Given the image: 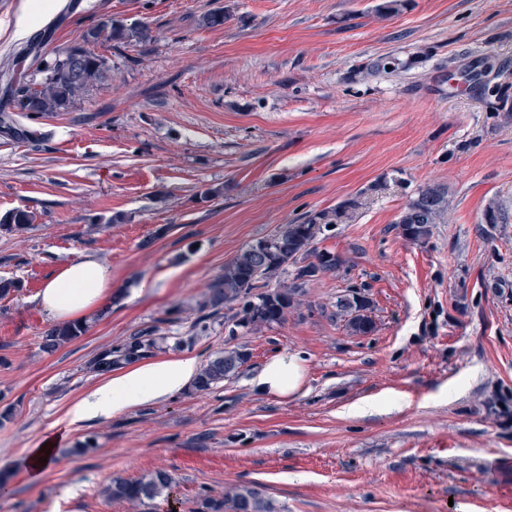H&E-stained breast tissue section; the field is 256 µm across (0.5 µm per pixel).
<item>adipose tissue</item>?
Returning a JSON list of instances; mask_svg holds the SVG:
<instances>
[{"mask_svg": "<svg viewBox=\"0 0 512 512\" xmlns=\"http://www.w3.org/2000/svg\"><path fill=\"white\" fill-rule=\"evenodd\" d=\"M112 303V274L92 255L60 268L38 295L41 311L55 323L84 320ZM191 358L140 364L113 374L89 397L70 410L71 422L90 415H115L148 398L181 391L196 375ZM254 383L261 391L286 398L298 395L304 384V367L298 355L283 353L269 361Z\"/></svg>", "mask_w": 512, "mask_h": 512, "instance_id": "adipose-tissue-1", "label": "adipose tissue"}]
</instances>
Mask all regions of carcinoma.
Instances as JSON below:
<instances>
[{"mask_svg": "<svg viewBox=\"0 0 512 512\" xmlns=\"http://www.w3.org/2000/svg\"><path fill=\"white\" fill-rule=\"evenodd\" d=\"M151 39L150 31L143 24L128 25L112 17L89 28L82 41L72 45L65 55L51 65L42 81H18L8 87V98L0 109V122L6 123V109H20L31 114L67 112L76 100L91 87L108 77L107 60L90 48L102 40L125 43L135 40L145 43ZM413 60H401L395 56H380L368 62L361 72L377 76L404 69ZM356 206V202L333 210H323L307 215L300 222L287 224L274 235L255 240L243 249L229 264L224 266V275L209 287L208 300L204 308L208 313L199 317L195 326L200 331L207 328L206 320L228 310L231 328L229 336L237 330H253L272 326L285 320L304 285L319 274L338 268L342 264L339 255L325 250L313 253L316 239L331 231L345 211ZM448 212V191L441 185H428L418 192L399 216L398 224L402 234L413 241L422 242L429 238L432 225L439 223ZM33 220L25 209L15 208L0 215V231L12 233L23 230ZM315 254V261L308 260ZM293 267V281L286 288L266 289L264 281ZM373 301L366 293L351 291L336 301L338 311L350 316L349 326L353 332L368 334L374 323L367 315ZM87 324L71 322L57 324L44 332L42 348L53 352L60 346L82 336ZM158 338L151 331H140L126 340L114 344L98 353L92 361V369L99 375L108 374L154 354ZM249 353L235 348L226 350L204 365L196 375L192 388L197 392L215 389L224 379L236 374L248 360ZM176 485L174 478L157 471L147 478L129 481L121 477L112 479L107 495L114 500H125L151 507L152 502L162 496H169ZM197 512H276L273 502L267 499L260 485H243L233 494L217 498L210 490L201 488L196 498Z\"/></svg>", "mask_w": 512, "mask_h": 512, "instance_id": "1", "label": "carcinoma"}]
</instances>
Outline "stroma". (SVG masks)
I'll return each mask as SVG.
<instances>
[{
    "label": "stroma",
    "instance_id": "1",
    "mask_svg": "<svg viewBox=\"0 0 512 512\" xmlns=\"http://www.w3.org/2000/svg\"><path fill=\"white\" fill-rule=\"evenodd\" d=\"M380 2L0 0V64L36 37L55 59L108 17L151 31L97 44L110 76L70 111L0 128V214L34 216L0 233V278L21 284L0 299V512H143L103 489L158 470L177 496L153 512L252 482L280 512H512V0H408L390 18ZM216 7L223 27H199ZM380 55L413 64L362 76ZM428 184L451 209L415 242L397 221ZM344 204L315 243L342 266L283 323L233 337L218 319L181 344L241 250ZM87 254L112 272V305L46 353L37 296ZM361 285L375 329L354 335L336 301ZM151 327L159 361L250 358L210 393L68 425L103 381L95 355ZM286 352L301 393H261L253 378ZM52 438L58 460L31 480ZM33 215L25 209L15 208L0 215V231L12 233L23 230L31 224Z\"/></svg>",
    "mask_w": 512,
    "mask_h": 512
}]
</instances>
